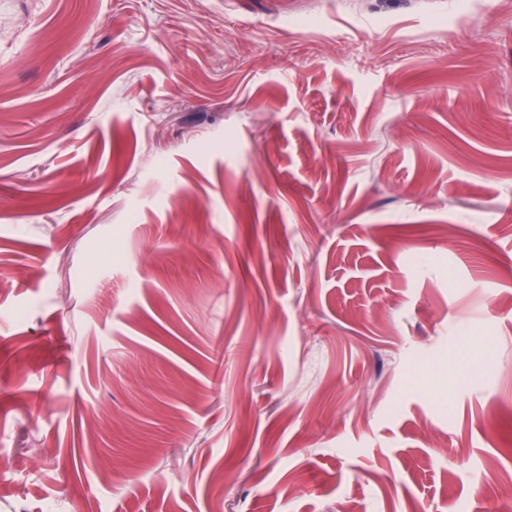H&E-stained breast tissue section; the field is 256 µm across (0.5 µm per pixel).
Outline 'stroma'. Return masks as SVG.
Listing matches in <instances>:
<instances>
[{"label":"stroma","mask_w":512,"mask_h":512,"mask_svg":"<svg viewBox=\"0 0 512 512\" xmlns=\"http://www.w3.org/2000/svg\"><path fill=\"white\" fill-rule=\"evenodd\" d=\"M1 463L512 512V0H0Z\"/></svg>","instance_id":"obj_1"}]
</instances>
